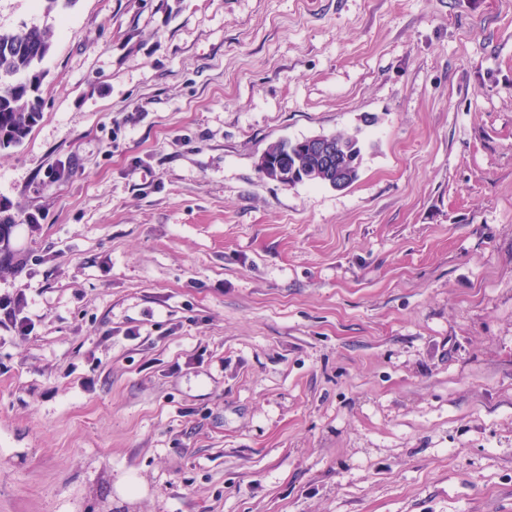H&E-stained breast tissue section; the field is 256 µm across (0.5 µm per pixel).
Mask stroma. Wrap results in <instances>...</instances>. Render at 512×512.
<instances>
[{
    "instance_id": "35a3bbf8",
    "label": "stroma",
    "mask_w": 512,
    "mask_h": 512,
    "mask_svg": "<svg viewBox=\"0 0 512 512\" xmlns=\"http://www.w3.org/2000/svg\"><path fill=\"white\" fill-rule=\"evenodd\" d=\"M34 27L0 512H512V0H0ZM339 133L347 189L257 169ZM281 149V142L270 145L269 148L259 158L257 163L258 170L264 177H266V174L269 171L271 174V179L276 180L286 186H293L297 184L295 173H288V168L284 167V161L281 157H277L275 161L271 160L268 168L269 159L275 158ZM28 299L23 290L0 295V327L18 336H27L34 329L28 316Z\"/></svg>"
}]
</instances>
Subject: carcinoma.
<instances>
[{"instance_id":"cac0c4a2","label":"carcinoma","mask_w":512,"mask_h":512,"mask_svg":"<svg viewBox=\"0 0 512 512\" xmlns=\"http://www.w3.org/2000/svg\"><path fill=\"white\" fill-rule=\"evenodd\" d=\"M51 50L50 33L31 29L22 33L0 31V149L19 146L39 117L40 88L43 71L40 65ZM349 151L347 164L353 172L350 182L359 178L364 150L356 136L336 135ZM300 177L308 182L329 184L316 159L304 149L289 157Z\"/></svg>"}]
</instances>
